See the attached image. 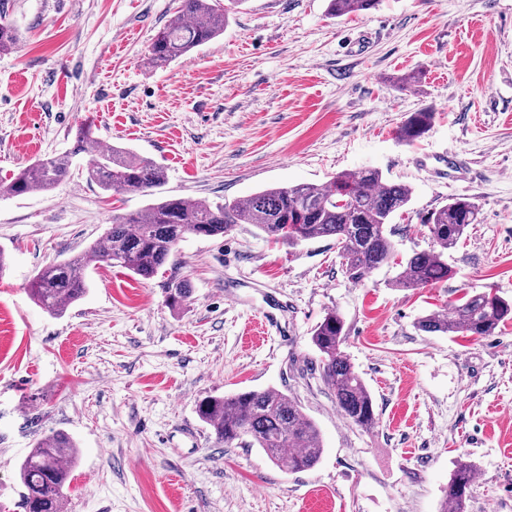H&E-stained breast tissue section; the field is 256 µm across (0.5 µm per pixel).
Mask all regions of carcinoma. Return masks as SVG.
Listing matches in <instances>:
<instances>
[{"instance_id": "obj_1", "label": "carcinoma", "mask_w": 512, "mask_h": 512, "mask_svg": "<svg viewBox=\"0 0 512 512\" xmlns=\"http://www.w3.org/2000/svg\"><path fill=\"white\" fill-rule=\"evenodd\" d=\"M246 0H179L173 20L161 28L147 50V63L165 67L224 34L230 12ZM377 0H328L327 11L339 18L369 11ZM21 33L0 20V54L19 48ZM434 112L427 107L411 113L398 128L403 142L428 132ZM89 127L76 131L73 148L61 155L38 159L0 185L11 196L50 192L69 179L74 159L88 152ZM86 180L105 191L153 195L166 183L165 169L153 159L111 146L90 155L83 168ZM411 188L385 179L376 168L340 172L321 184L274 187L245 198L211 203L205 199L164 197L140 210L112 215L105 235L82 254L41 268L29 285L35 303L54 315L63 314L87 291L86 271L99 263L119 266L151 279L175 262L178 244L189 235L218 237L241 224H251L267 238L290 247L330 238L336 242L345 274L358 281L390 262L393 245L387 226L409 204ZM480 211L469 199L455 198L436 208L426 224L434 246L415 251L404 270L392 280L395 288H425L448 279L445 255L454 249ZM167 302L180 308L186 302L188 281L169 276L164 282ZM512 320V302L492 291L465 293L448 315L433 313L417 322L419 331L437 336L485 338ZM347 334L341 315L328 312L312 331L319 353L320 376L331 389L336 407L352 424L369 431L376 424L374 401L362 376L344 350ZM197 414L218 444L257 447L288 471H303L319 461L322 448L315 423L287 394L273 388L208 396ZM79 448L58 431L39 440L19 467L23 512H66V490ZM477 473L468 461L457 463L444 504L464 512Z\"/></svg>"}]
</instances>
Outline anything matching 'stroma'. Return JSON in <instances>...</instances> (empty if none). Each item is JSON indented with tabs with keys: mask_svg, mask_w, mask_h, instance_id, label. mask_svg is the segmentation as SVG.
Instances as JSON below:
<instances>
[{
	"mask_svg": "<svg viewBox=\"0 0 512 512\" xmlns=\"http://www.w3.org/2000/svg\"><path fill=\"white\" fill-rule=\"evenodd\" d=\"M177 0H0L21 30L0 55V181L69 151L77 128L153 159L163 195L221 202L379 169L412 189L389 265L359 281L334 240L291 248L249 224L177 247L191 294L106 265L62 315L28 294L36 272L99 240L139 194L102 191L75 159L50 193H0V512H21L20 463L55 431L79 458L67 512H440L459 461L476 465L465 512H512V323L436 336L418 318L466 292L512 300V0H379L327 16L326 0H247L223 35L165 68L144 54ZM419 71L420 87L397 77ZM431 107L424 137L396 131ZM456 197L480 222L432 287H392L424 219ZM277 323L262 328V314ZM372 394L364 431L338 411L311 333L329 311ZM275 388L315 422L311 469L225 448L198 417L209 395ZM163 288L165 289L167 302L173 309L182 307L190 293L188 281L175 276L167 277Z\"/></svg>",
	"mask_w": 512,
	"mask_h": 512,
	"instance_id": "1",
	"label": "stroma"
}]
</instances>
